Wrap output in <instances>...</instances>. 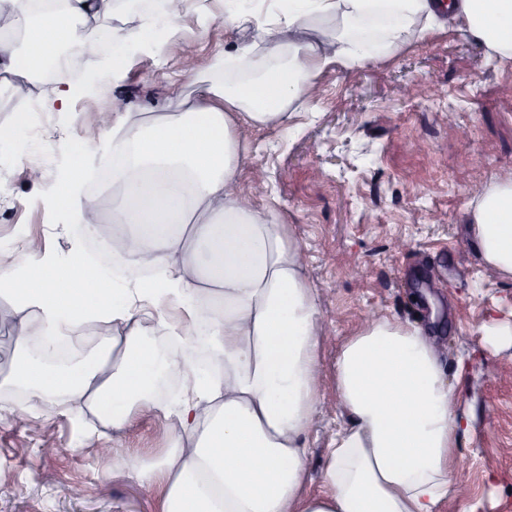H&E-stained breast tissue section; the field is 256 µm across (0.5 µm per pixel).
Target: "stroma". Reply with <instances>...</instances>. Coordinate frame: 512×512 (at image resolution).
<instances>
[{"instance_id":"1","label":"stroma","mask_w":512,"mask_h":512,"mask_svg":"<svg viewBox=\"0 0 512 512\" xmlns=\"http://www.w3.org/2000/svg\"><path fill=\"white\" fill-rule=\"evenodd\" d=\"M194 47L169 63L163 42L146 46L118 83L82 87V68L56 75L77 94L67 108L0 96V128L22 138L0 150V260L21 266L20 238L61 259L76 249L52 200L76 154L97 163L107 132L94 114L119 97L158 112L172 90L194 92L216 57L243 34L206 19L188 0L178 31ZM318 98L294 102L287 128L250 132V164L238 190L274 223L288 225L320 291L327 339L320 353L324 412L309 434L304 491H325L326 448L336 410L337 342L367 317L414 321L434 336L460 397V496L440 512H512V278L490 274L471 238L476 193L512 178V62L465 27L410 34L375 62L333 63L315 79ZM33 423L0 420V512H162L164 489L131 478L124 459L170 447L154 414H135L108 464L96 451L112 432L86 410L39 408ZM62 449L48 458L43 447ZM84 489L78 500L61 485Z\"/></svg>"}]
</instances>
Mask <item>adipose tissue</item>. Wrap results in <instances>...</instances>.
<instances>
[{
    "mask_svg": "<svg viewBox=\"0 0 512 512\" xmlns=\"http://www.w3.org/2000/svg\"><path fill=\"white\" fill-rule=\"evenodd\" d=\"M111 2L61 0L62 10L37 15L31 0H0V20L24 34L21 49L0 52V92L64 105L71 89L42 82L62 46H81L89 68L110 62L117 82L149 40L174 42L184 0L116 15ZM221 2L218 20L253 31L252 41L217 59L197 96L173 92L148 117L112 113L111 271L45 251L27 253V277L0 271L15 297L14 362L0 389L23 388L34 408L86 405L116 435L135 412L154 413L172 448L128 464L140 484H165L163 512H438L461 470L457 394L435 338L389 318L367 321L336 352L346 421L327 448L330 491L302 496L322 406L318 290L287 226L235 186L246 132L287 126L289 107L328 64L374 61L351 37L365 18L382 20L393 45L461 22L512 61V0H279L264 21L244 0ZM244 61L263 79H237L232 66ZM97 176L75 159L54 197L66 218L98 223L97 199L83 191ZM469 222L486 267L512 278V179L480 192ZM80 319L108 326L91 363L61 371L30 351L31 327L67 344ZM170 371L182 390L164 403L155 388Z\"/></svg>",
    "mask_w": 512,
    "mask_h": 512,
    "instance_id": "obj_1",
    "label": "adipose tissue"
}]
</instances>
